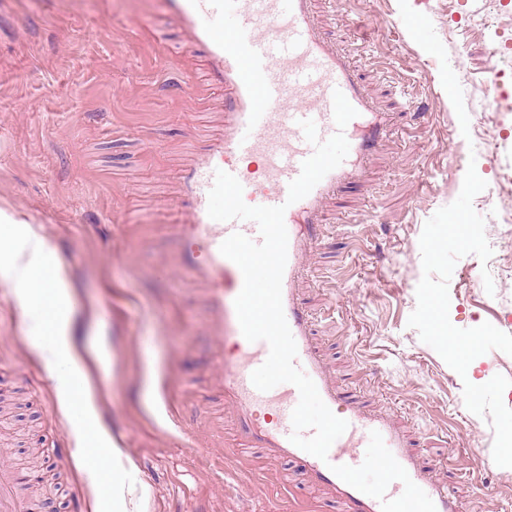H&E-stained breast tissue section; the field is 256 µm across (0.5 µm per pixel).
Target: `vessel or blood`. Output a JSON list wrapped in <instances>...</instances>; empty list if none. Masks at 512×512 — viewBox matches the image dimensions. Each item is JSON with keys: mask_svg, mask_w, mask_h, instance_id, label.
Listing matches in <instances>:
<instances>
[{"mask_svg": "<svg viewBox=\"0 0 512 512\" xmlns=\"http://www.w3.org/2000/svg\"><path fill=\"white\" fill-rule=\"evenodd\" d=\"M170 17L185 38L187 51L204 48L209 81L224 89V141L209 149L205 163L187 173L186 191L194 199L191 221L184 225L188 242L181 270L188 282L209 286L218 324V338L227 344L221 370L224 402L233 410L238 443L235 453L246 459L263 449L274 460L301 464L310 484L327 488L351 512H381V503L350 486L332 468L362 464L371 431H378L386 447L411 480L434 502L436 512H459L456 499L431 482L419 463L420 451L407 447L391 415L367 409L342 393L327 371L314 343L312 324L301 306L296 283L309 266L310 247L322 233L321 205L330 195L358 179L378 141L386 134L388 118L376 111L345 56L336 53L313 20L311 0H165ZM236 19L224 31L222 16ZM341 90L357 112L338 129L333 118V92ZM317 126L319 140L343 131L349 152L302 200L288 203V188L301 165L314 151L301 121ZM259 169H251V162ZM238 178L243 199L252 206L286 205L287 263L282 280L286 321L297 344L296 365L316 384L318 392L346 431L333 443L327 459H319L294 445L291 415L299 402L298 389L283 383L263 392L251 375L266 360V342L243 336L234 301L242 289L240 269L220 252L221 243L239 232L259 240V228L246 220L215 221L207 214L208 193L216 171ZM270 409L261 418V409ZM31 474L14 466L0 467V512H30L21 491Z\"/></svg>", "mask_w": 512, "mask_h": 512, "instance_id": "b4317fda", "label": "vessel or blood"}]
</instances>
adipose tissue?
<instances>
[{
    "label": "adipose tissue",
    "mask_w": 512,
    "mask_h": 512,
    "mask_svg": "<svg viewBox=\"0 0 512 512\" xmlns=\"http://www.w3.org/2000/svg\"><path fill=\"white\" fill-rule=\"evenodd\" d=\"M0 280L16 283L32 350L44 360L58 404L75 439L76 457L94 478L97 496L107 499L126 472L113 464L110 439L101 427L84 373L74 356L73 302L62 269L31 227L0 215Z\"/></svg>",
    "instance_id": "1"
}]
</instances>
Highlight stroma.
I'll list each match as a JSON object with an SVG mask.
<instances>
[{
  "label": "stroma",
  "mask_w": 512,
  "mask_h": 512,
  "mask_svg": "<svg viewBox=\"0 0 512 512\" xmlns=\"http://www.w3.org/2000/svg\"><path fill=\"white\" fill-rule=\"evenodd\" d=\"M427 15L449 62L463 60L469 115L461 129L439 60L409 35L398 0H313L337 50L352 59L375 107L393 125L363 177L329 198L311 271L299 283L315 343L336 381L359 402L392 414L462 512H512V468L492 457L488 419L471 413L465 383L512 380V356L492 350L459 376L421 341L408 318L422 277L425 221L459 196L468 165L488 185L512 168V65L493 52L512 43L480 26L490 0H409ZM162 0H10L0 14V211L30 225L68 261L79 344L101 337L108 367L90 365L102 427L116 436L135 490L126 512H347L311 487L296 463L261 452L233 455L206 287L179 271L192 210L180 175L224 138V92L181 96L179 72L205 70ZM508 143L489 154L486 134ZM488 262L460 258L449 280V318L512 334V223L481 212ZM492 272L486 291L484 272ZM22 314L0 292V394L19 399L1 415L0 466L36 467L25 487L37 512H96L94 485L48 374L27 353ZM155 359L153 399L147 361Z\"/></svg>",
  "instance_id": "stroma-1"
}]
</instances>
